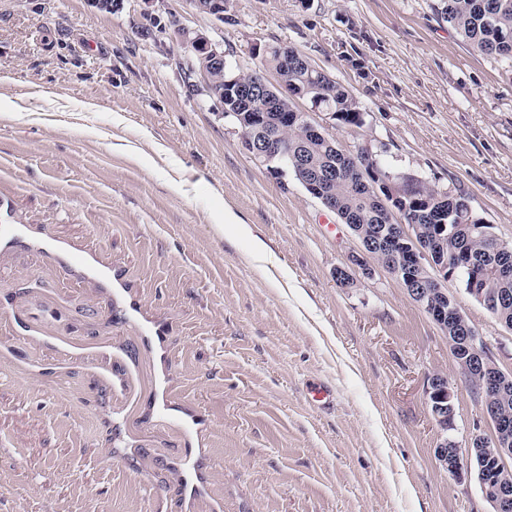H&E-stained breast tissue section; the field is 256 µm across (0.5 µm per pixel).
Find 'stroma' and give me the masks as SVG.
I'll return each mask as SVG.
<instances>
[{
  "instance_id": "stroma-1",
  "label": "stroma",
  "mask_w": 512,
  "mask_h": 512,
  "mask_svg": "<svg viewBox=\"0 0 512 512\" xmlns=\"http://www.w3.org/2000/svg\"><path fill=\"white\" fill-rule=\"evenodd\" d=\"M435 2L224 0L218 19L191 0H0V224L28 235L0 250V512H489L476 476L434 457L435 373L460 444L492 434L446 336L384 269L337 285L359 241L243 150L178 35L243 71L254 46L296 47L364 111L333 128L343 150L465 196L512 244V66ZM81 249L111 277L73 262ZM448 292L512 369V330ZM123 371L132 387L113 392ZM166 397L198 430L158 414Z\"/></svg>"
}]
</instances>
